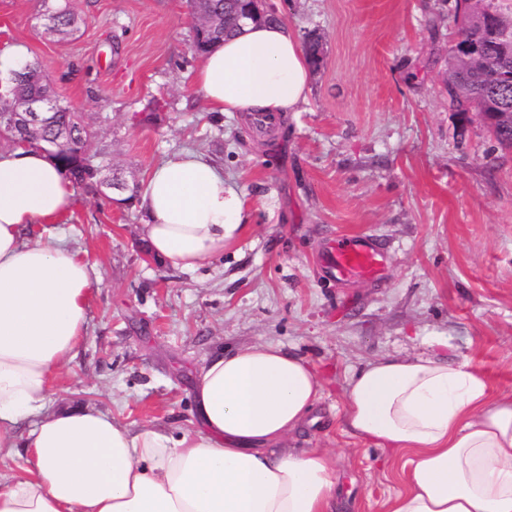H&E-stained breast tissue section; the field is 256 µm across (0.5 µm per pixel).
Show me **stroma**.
I'll return each instance as SVG.
<instances>
[{"instance_id": "stroma-1", "label": "stroma", "mask_w": 512, "mask_h": 512, "mask_svg": "<svg viewBox=\"0 0 512 512\" xmlns=\"http://www.w3.org/2000/svg\"><path fill=\"white\" fill-rule=\"evenodd\" d=\"M63 0H0V54L47 72L90 134L103 177L143 181L193 150L246 201V229L192 270L150 253L137 201L75 185L59 224L101 273L78 357L56 375L48 411L90 407L124 424L192 429L193 382L216 355L272 342L309 360L324 385L318 421L294 453L330 449L335 512H385L400 487L392 452L344 430L351 374L369 361L432 352L468 361L492 395L512 393V151L448 106L454 0H271L324 66L309 102L261 135L208 111L194 83L187 0H73L68 35L43 32ZM385 249L373 279L336 281L332 239Z\"/></svg>"}]
</instances>
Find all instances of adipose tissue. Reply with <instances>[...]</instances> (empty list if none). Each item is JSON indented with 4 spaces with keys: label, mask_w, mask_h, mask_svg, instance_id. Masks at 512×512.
I'll return each mask as SVG.
<instances>
[{
    "label": "adipose tissue",
    "mask_w": 512,
    "mask_h": 512,
    "mask_svg": "<svg viewBox=\"0 0 512 512\" xmlns=\"http://www.w3.org/2000/svg\"><path fill=\"white\" fill-rule=\"evenodd\" d=\"M311 69L287 22L245 23L199 56L195 82L214 112L282 119L308 102ZM70 180L40 150H0V452L27 451L22 476L0 475V512H332L330 453L290 452L323 384L272 343L216 357L199 371L200 426L132 428L110 413H46L55 375L86 335L99 272L64 233L30 240L73 207ZM150 251L193 270L244 230L224 172L186 151L141 184ZM345 425L402 459L387 512H512V395L491 396L469 362L425 352L367 363L346 392Z\"/></svg>",
    "instance_id": "obj_1"
}]
</instances>
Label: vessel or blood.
<instances>
[{"label": "vessel or blood", "mask_w": 512, "mask_h": 512, "mask_svg": "<svg viewBox=\"0 0 512 512\" xmlns=\"http://www.w3.org/2000/svg\"><path fill=\"white\" fill-rule=\"evenodd\" d=\"M322 266L339 280L373 278L384 266V251L370 236L340 235L324 255Z\"/></svg>", "instance_id": "1"}]
</instances>
